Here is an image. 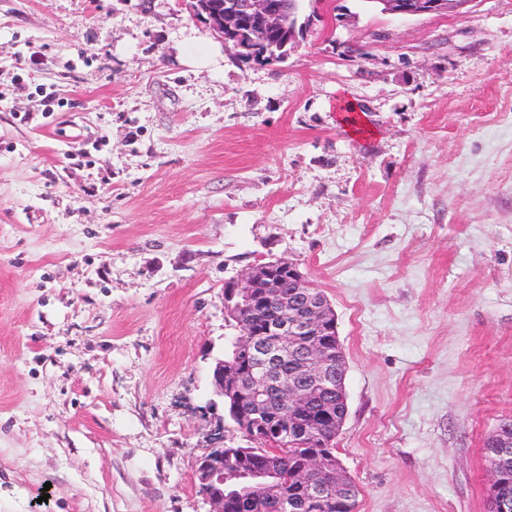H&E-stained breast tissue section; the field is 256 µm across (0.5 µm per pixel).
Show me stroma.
<instances>
[{
    "label": "stroma",
    "mask_w": 512,
    "mask_h": 512,
    "mask_svg": "<svg viewBox=\"0 0 512 512\" xmlns=\"http://www.w3.org/2000/svg\"><path fill=\"white\" fill-rule=\"evenodd\" d=\"M237 62L190 0H0V512H211L224 284L328 296L356 512H489L512 420V0H302ZM372 9L382 14L414 17L464 13L473 0H367Z\"/></svg>",
    "instance_id": "35a3bbf8"
}]
</instances>
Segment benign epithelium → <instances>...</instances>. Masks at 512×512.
<instances>
[{"instance_id": "benign-epithelium-1", "label": "benign epithelium", "mask_w": 512, "mask_h": 512, "mask_svg": "<svg viewBox=\"0 0 512 512\" xmlns=\"http://www.w3.org/2000/svg\"><path fill=\"white\" fill-rule=\"evenodd\" d=\"M301 0H224L223 10L211 0H191L195 16L222 35L240 62L270 63L288 55V45L303 31L299 23ZM371 8L395 16L414 17L464 13L474 0H368ZM299 288L293 296L286 287ZM272 313L260 319L257 330L245 329L239 350L251 359L247 374L215 363L212 376L216 393L230 399L233 415L243 424L266 417L272 406L288 412V425L266 429V440L288 438L300 433V417L319 405L323 395H343L345 366L336 362L333 345L337 338L336 314L325 293L309 281L299 266L287 259L264 262L240 278L224 285V309L236 323H242L246 310L253 315L265 309ZM253 336H266L263 342ZM312 337L305 342L303 338ZM321 406V405H319ZM322 414L332 418L328 406ZM215 446L200 462L196 471L199 492L213 505L212 512H224V434L218 430ZM496 447L501 452L486 463L490 482H495L505 458L512 455V437L497 431ZM339 461L320 457L308 460L301 473L307 495L322 498L330 492L343 494L349 488ZM281 459L267 457L258 469L236 476L232 494L252 503L278 490ZM327 475L328 482L316 481Z\"/></svg>"}]
</instances>
